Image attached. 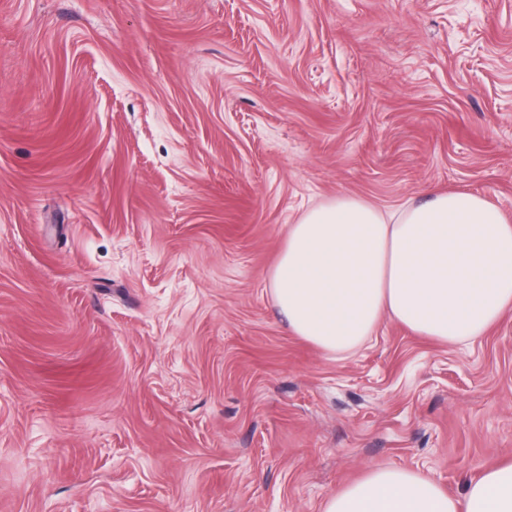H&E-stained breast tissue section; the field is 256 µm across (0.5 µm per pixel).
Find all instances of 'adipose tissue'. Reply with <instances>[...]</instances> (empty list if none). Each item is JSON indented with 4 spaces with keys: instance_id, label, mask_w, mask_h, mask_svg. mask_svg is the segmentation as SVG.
Returning a JSON list of instances; mask_svg holds the SVG:
<instances>
[{
    "instance_id": "1",
    "label": "adipose tissue",
    "mask_w": 512,
    "mask_h": 512,
    "mask_svg": "<svg viewBox=\"0 0 512 512\" xmlns=\"http://www.w3.org/2000/svg\"><path fill=\"white\" fill-rule=\"evenodd\" d=\"M270 288L289 331L328 353L354 351L387 318L470 344L512 314V223L468 192L392 211L339 196L289 225ZM323 512H512V463L458 498L421 473L374 467Z\"/></svg>"
}]
</instances>
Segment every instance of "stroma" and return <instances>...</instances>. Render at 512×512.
<instances>
[{
  "mask_svg": "<svg viewBox=\"0 0 512 512\" xmlns=\"http://www.w3.org/2000/svg\"><path fill=\"white\" fill-rule=\"evenodd\" d=\"M512 221V0H0V512H322L512 460V317L351 356L269 278L339 196Z\"/></svg>",
  "mask_w": 512,
  "mask_h": 512,
  "instance_id": "stroma-1",
  "label": "stroma"
}]
</instances>
